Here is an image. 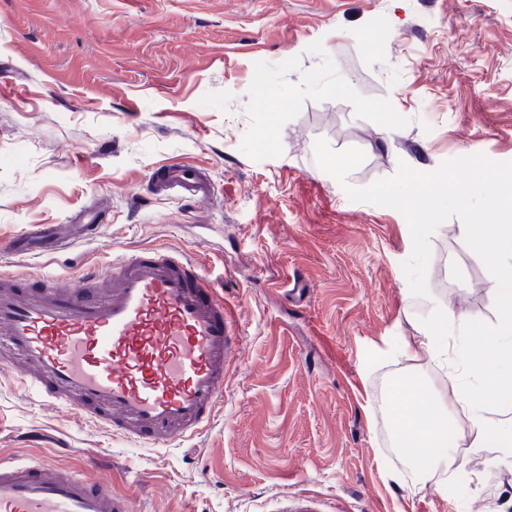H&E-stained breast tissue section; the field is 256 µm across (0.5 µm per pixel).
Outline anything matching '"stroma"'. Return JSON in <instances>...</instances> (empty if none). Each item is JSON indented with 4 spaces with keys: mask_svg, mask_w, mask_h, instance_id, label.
I'll return each mask as SVG.
<instances>
[{
    "mask_svg": "<svg viewBox=\"0 0 512 512\" xmlns=\"http://www.w3.org/2000/svg\"><path fill=\"white\" fill-rule=\"evenodd\" d=\"M320 139L365 152L347 184L317 165ZM470 154L512 161V0H0V240L92 206L105 226L0 271L74 276L86 258L180 248L231 270L246 348L210 428L163 448L0 370V456L71 470L107 455L134 512H512V470L487 467L488 448L462 455L450 488L413 484L388 398L443 385L444 365L404 350L433 306L495 323L489 255L448 219L414 297L406 218L344 190ZM173 160L223 197L155 194ZM285 276L306 284L298 301Z\"/></svg>",
    "mask_w": 512,
    "mask_h": 512,
    "instance_id": "obj_1",
    "label": "stroma"
}]
</instances>
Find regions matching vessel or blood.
<instances>
[{
    "label": "vessel or blood",
    "instance_id": "1",
    "mask_svg": "<svg viewBox=\"0 0 512 512\" xmlns=\"http://www.w3.org/2000/svg\"><path fill=\"white\" fill-rule=\"evenodd\" d=\"M156 191L209 203L208 170L171 163ZM27 243L62 252L59 224H34ZM224 281L186 251L158 244L79 279L0 275V365L48 405L68 407L111 435L156 448L192 438L224 406V380L241 352ZM112 464L88 454L80 469L0 458V512H130L111 489Z\"/></svg>",
    "mask_w": 512,
    "mask_h": 512
}]
</instances>
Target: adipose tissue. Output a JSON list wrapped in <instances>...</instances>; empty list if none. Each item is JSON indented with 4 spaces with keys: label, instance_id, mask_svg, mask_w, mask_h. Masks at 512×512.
<instances>
[{
    "label": "adipose tissue",
    "instance_id": "ef3b65f1",
    "mask_svg": "<svg viewBox=\"0 0 512 512\" xmlns=\"http://www.w3.org/2000/svg\"><path fill=\"white\" fill-rule=\"evenodd\" d=\"M466 243L500 259L490 287L498 320L484 328L475 346L469 347L461 337L470 329L472 318H453L445 310H436L431 324L423 329L418 349L438 361L455 353L476 372L495 374L496 380L488 393L469 389L456 379L446 394L425 396L409 386L392 390L396 402L393 423L402 437L400 451L422 483L455 464L462 448L494 449L491 465L512 468V370L501 369L503 356L512 353V225H470ZM491 402L499 414L494 421L485 415ZM455 403L465 414L466 425L457 423L451 410Z\"/></svg>",
    "mask_w": 512,
    "mask_h": 512
}]
</instances>
